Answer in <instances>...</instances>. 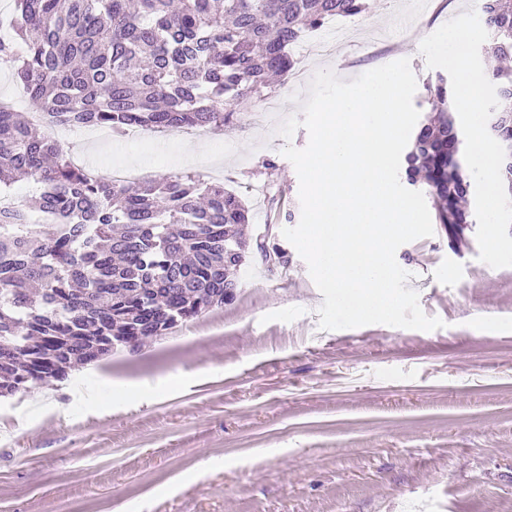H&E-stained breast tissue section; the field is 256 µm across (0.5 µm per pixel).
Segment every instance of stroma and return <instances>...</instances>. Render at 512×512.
Returning a JSON list of instances; mask_svg holds the SVG:
<instances>
[{"mask_svg": "<svg viewBox=\"0 0 512 512\" xmlns=\"http://www.w3.org/2000/svg\"><path fill=\"white\" fill-rule=\"evenodd\" d=\"M478 16L479 0H375L311 32L328 52L296 57L293 75L217 134L84 147L83 161L110 158L140 180L223 177L248 202L249 241L285 248L288 261L252 251L232 303L73 370L91 398L34 387L56 409L26 424L0 403V512H512V250L489 245L480 175L470 249L451 251L438 226L396 252L440 329L321 330L323 297L282 234L301 206L281 150L309 136L277 129L301 116L314 73L348 81L409 59L426 111L435 74L456 87L487 69ZM456 28L473 36L462 68L438 51ZM191 142L220 159L179 162Z\"/></svg>", "mask_w": 512, "mask_h": 512, "instance_id": "obj_1", "label": "stroma"}]
</instances>
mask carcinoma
<instances>
[{"label": "carcinoma", "instance_id": "carcinoma-1", "mask_svg": "<svg viewBox=\"0 0 512 512\" xmlns=\"http://www.w3.org/2000/svg\"><path fill=\"white\" fill-rule=\"evenodd\" d=\"M372 0H16L0 37L29 109L55 125L218 128L294 65L307 32L371 9ZM487 71L495 88L488 132L500 195L512 197V0H480ZM429 116L405 154L448 230L471 244L468 145L447 79L426 85ZM28 175L32 205L0 208V398L62 382L80 364L163 336L232 302L246 256L250 211L222 183L167 175L135 185L98 180L27 113L0 108V191ZM37 211L45 223L33 224Z\"/></svg>", "mask_w": 512, "mask_h": 512}]
</instances>
